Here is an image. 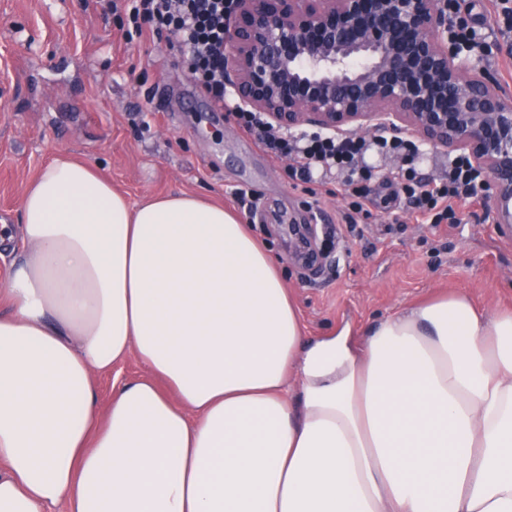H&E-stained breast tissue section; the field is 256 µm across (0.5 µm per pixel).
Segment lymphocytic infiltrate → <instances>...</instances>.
<instances>
[{"instance_id": "f902f5d3", "label": "lymphocytic infiltrate", "mask_w": 512, "mask_h": 512, "mask_svg": "<svg viewBox=\"0 0 512 512\" xmlns=\"http://www.w3.org/2000/svg\"><path fill=\"white\" fill-rule=\"evenodd\" d=\"M235 0H125L128 22L136 36L171 34L173 46L188 63L191 80L216 101L224 99V31ZM237 124L254 134L275 156L287 158L292 179L310 183L317 172L337 171L343 176L341 192L349 208L362 212L376 202L405 199L415 215L432 223H460L458 206L478 203L483 169L470 156L450 157L439 177H422L414 166L420 152L417 140L397 133L366 139L324 133L294 134L269 125L256 112L233 110ZM403 160L390 178L377 180L363 165L369 148Z\"/></svg>"}]
</instances>
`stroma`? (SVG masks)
Listing matches in <instances>:
<instances>
[{"mask_svg":"<svg viewBox=\"0 0 512 512\" xmlns=\"http://www.w3.org/2000/svg\"><path fill=\"white\" fill-rule=\"evenodd\" d=\"M484 39L486 77L512 98V44L489 0H455ZM124 11L93 0H0V224L18 221L28 185L56 156L91 163L131 203L188 193L222 204L280 260L307 335L381 319L456 292L489 313L512 310V238L464 208L459 224L403 209L358 214L338 176L303 183L260 149L188 77L168 36L125 37ZM252 190L255 210L234 189Z\"/></svg>","mask_w":512,"mask_h":512,"instance_id":"stroma-1","label":"stroma"}]
</instances>
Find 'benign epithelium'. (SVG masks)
Segmentation results:
<instances>
[{
    "instance_id": "7a95c632",
    "label": "benign epithelium",
    "mask_w": 512,
    "mask_h": 512,
    "mask_svg": "<svg viewBox=\"0 0 512 512\" xmlns=\"http://www.w3.org/2000/svg\"><path fill=\"white\" fill-rule=\"evenodd\" d=\"M448 34L447 0H236L225 86L288 130L404 127L487 173L493 223L512 235V100Z\"/></svg>"
}]
</instances>
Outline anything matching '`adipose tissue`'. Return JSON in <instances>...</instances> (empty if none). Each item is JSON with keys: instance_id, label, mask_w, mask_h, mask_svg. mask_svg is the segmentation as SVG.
<instances>
[{"instance_id": "ef3b65f1", "label": "adipose tissue", "mask_w": 512, "mask_h": 512, "mask_svg": "<svg viewBox=\"0 0 512 512\" xmlns=\"http://www.w3.org/2000/svg\"><path fill=\"white\" fill-rule=\"evenodd\" d=\"M0 286V512H512V312L463 294L306 335L222 206L57 156ZM145 376L107 406L96 374ZM145 372L143 365L134 356H130L113 366L111 372L97 374L95 382L99 404L107 406L112 394L124 380L143 375Z\"/></svg>"}]
</instances>
